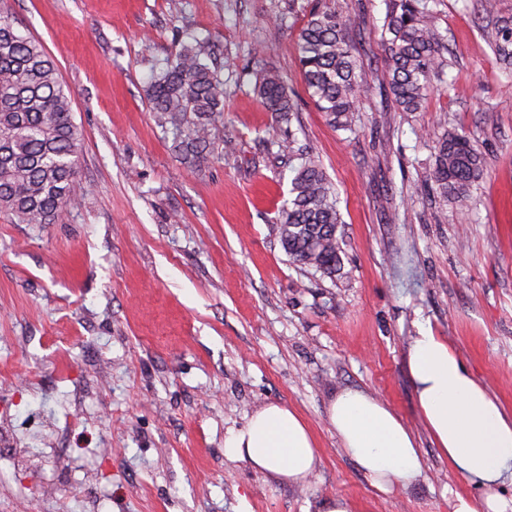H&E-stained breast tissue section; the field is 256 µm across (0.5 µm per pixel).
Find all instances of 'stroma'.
I'll use <instances>...</instances> for the list:
<instances>
[{
	"instance_id": "1",
	"label": "stroma",
	"mask_w": 512,
	"mask_h": 512,
	"mask_svg": "<svg viewBox=\"0 0 512 512\" xmlns=\"http://www.w3.org/2000/svg\"><path fill=\"white\" fill-rule=\"evenodd\" d=\"M382 58L385 0H328ZM307 0H6L53 58L82 140L79 204L56 224L0 213V512H452L481 497L419 413L407 348L430 328L512 412V69L471 0H438L449 93L402 112L379 89L356 132L330 127L300 72ZM207 41L234 153L182 165L146 89L179 42ZM284 78L291 131L330 176L342 264H293L273 221L288 198L256 66ZM447 114L487 159L470 206L425 197L418 133ZM359 389L414 435L424 474L378 493L327 419ZM279 402L320 448L305 483L224 456L227 431Z\"/></svg>"
}]
</instances>
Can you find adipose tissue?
<instances>
[{
  "label": "adipose tissue",
  "instance_id": "1",
  "mask_svg": "<svg viewBox=\"0 0 512 512\" xmlns=\"http://www.w3.org/2000/svg\"><path fill=\"white\" fill-rule=\"evenodd\" d=\"M407 366L417 405L436 448L481 498L457 496L453 512H512L498 493L512 481V414L463 364L447 341L421 330L408 345ZM327 418L347 454L379 492L422 476L413 435L384 401L357 389L340 392ZM320 450L306 421L269 403L224 439V456L247 462L278 481L298 483L314 470Z\"/></svg>",
  "mask_w": 512,
  "mask_h": 512
}]
</instances>
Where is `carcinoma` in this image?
<instances>
[{"label": "carcinoma", "instance_id": "carcinoma-1", "mask_svg": "<svg viewBox=\"0 0 512 512\" xmlns=\"http://www.w3.org/2000/svg\"><path fill=\"white\" fill-rule=\"evenodd\" d=\"M429 2L386 0L378 28L388 94L403 112L421 111L433 82L444 92L451 87ZM479 6L487 19L482 28L487 43L512 67V17L498 14L496 0H479ZM349 24L348 16L330 6L312 8L298 33L297 51L317 109L330 126L351 131L374 72L349 40ZM204 54L195 39L179 43L147 89L158 124L173 132L180 162L190 167L236 149L224 138V81ZM255 89L277 125L291 121L295 103L278 72L260 70ZM438 124L444 132L431 140L433 163L425 182L443 204L471 202L487 173L486 158L465 133L446 129L447 116ZM81 137L70 95L43 45L1 14L0 212L18 224L61 221L76 203ZM278 147L293 173L288 201L275 217L280 244L292 263L332 278L341 269L335 188L320 161L295 148L292 136H282Z\"/></svg>", "mask_w": 512, "mask_h": 512}]
</instances>
